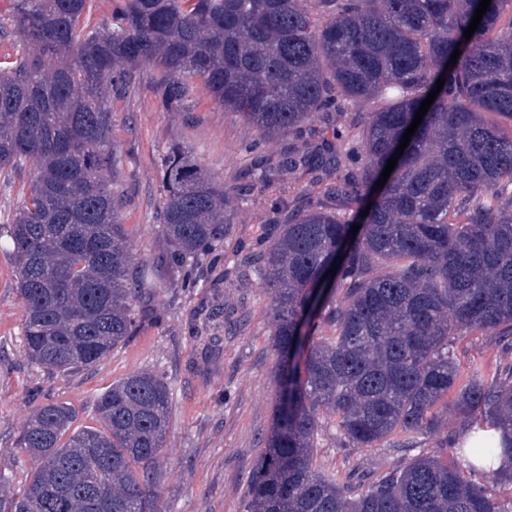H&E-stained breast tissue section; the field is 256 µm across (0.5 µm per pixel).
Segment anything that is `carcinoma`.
Returning <instances> with one entry per match:
<instances>
[{
  "label": "carcinoma",
  "instance_id": "1",
  "mask_svg": "<svg viewBox=\"0 0 512 512\" xmlns=\"http://www.w3.org/2000/svg\"><path fill=\"white\" fill-rule=\"evenodd\" d=\"M10 0L0 12V182L28 176L20 208L0 221L17 262L29 358L49 372L85 370L133 335L152 295L148 270L193 288L250 271L271 298L280 373L276 424L250 484L246 512H505L480 473L512 484V369L465 380L456 336L512 339V0ZM460 51L453 70L448 62ZM155 70L171 112L195 111L199 86L262 138L303 137L321 121L332 139L257 165L240 191L301 169L322 197L283 214L261 248L224 262L231 221L224 180L174 144L160 158L167 248L135 262L120 212L112 102ZM445 84L403 154L402 136L440 76ZM369 102L365 121L340 118ZM398 162L352 234L392 156ZM357 241H352V238ZM334 334L311 338L316 321ZM234 311L196 313V335L241 332ZM468 423L499 425L498 440L451 441V455L416 456L374 480L343 484L312 468L319 411L352 446L400 431L431 433L438 404ZM172 392L158 371L135 372L96 399L102 428L71 430L74 410L34 411L20 447L41 460L0 512H161L156 466ZM71 435H66V432Z\"/></svg>",
  "mask_w": 512,
  "mask_h": 512
}]
</instances>
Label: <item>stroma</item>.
<instances>
[{"label":"stroma","mask_w":512,"mask_h":512,"mask_svg":"<svg viewBox=\"0 0 512 512\" xmlns=\"http://www.w3.org/2000/svg\"><path fill=\"white\" fill-rule=\"evenodd\" d=\"M154 71L145 68L136 93L112 107V135L120 158L119 185L125 194L121 219L137 259L151 260L166 247L159 220V157L172 144L189 149L205 168L223 176L224 207L233 226L224 243L226 259L238 245L267 240L272 198L287 202L307 191L310 174H295L243 200L235 187L251 164L246 147L258 142L260 155L277 157L288 136L259 139L256 130L199 89L193 115L163 110L154 98ZM208 288L176 293L161 288L151 298L154 317L126 344L113 349L88 370L52 374L32 363L23 336L24 310L16 289L15 261L0 251V493H21L40 465L19 448L17 437L41 404L64 402L77 413V426H99L95 398L112 382L138 371L164 372L172 392L170 425L157 466L162 512H245L250 479L274 423L278 396L270 298L256 278L225 282L219 294L245 322L241 335L206 341L193 337L194 311L211 299ZM461 370L481 366L487 373L512 364V347L480 332L456 337ZM443 425L421 436L418 448L405 447L395 433L369 448L348 445L327 415L312 450L313 468L346 482L349 476L376 478L404 467L416 454L436 455L449 434L460 431L453 409L442 412Z\"/></svg>","instance_id":"1"}]
</instances>
